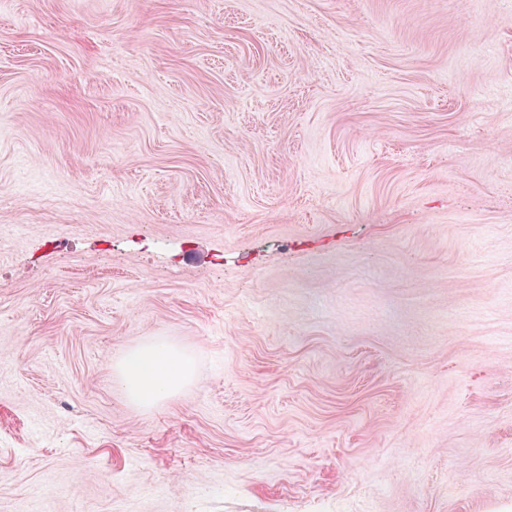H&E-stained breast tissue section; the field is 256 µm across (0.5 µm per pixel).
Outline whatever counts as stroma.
I'll return each mask as SVG.
<instances>
[{
    "label": "stroma",
    "instance_id": "stroma-1",
    "mask_svg": "<svg viewBox=\"0 0 512 512\" xmlns=\"http://www.w3.org/2000/svg\"><path fill=\"white\" fill-rule=\"evenodd\" d=\"M0 512H512V0H0ZM128 398L143 407L173 396L190 379V360L173 345L156 342L130 350L117 364Z\"/></svg>",
    "mask_w": 512,
    "mask_h": 512
}]
</instances>
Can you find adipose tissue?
Listing matches in <instances>:
<instances>
[{"mask_svg":"<svg viewBox=\"0 0 512 512\" xmlns=\"http://www.w3.org/2000/svg\"><path fill=\"white\" fill-rule=\"evenodd\" d=\"M128 398L147 407L173 396L190 379L191 363L173 345L156 342L130 350L117 365Z\"/></svg>","mask_w":512,"mask_h":512,"instance_id":"obj_1","label":"adipose tissue"}]
</instances>
